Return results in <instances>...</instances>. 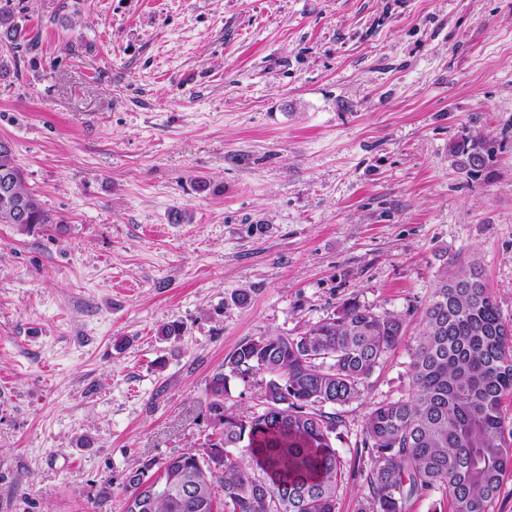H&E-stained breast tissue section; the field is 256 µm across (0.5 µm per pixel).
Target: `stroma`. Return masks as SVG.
<instances>
[{"label":"stroma","mask_w":512,"mask_h":512,"mask_svg":"<svg viewBox=\"0 0 512 512\" xmlns=\"http://www.w3.org/2000/svg\"><path fill=\"white\" fill-rule=\"evenodd\" d=\"M11 7L38 44L0 46V139L53 221L0 224V512H124L134 466L210 434L227 355L349 299L405 320L339 409L356 512L447 263L512 323V0ZM451 154L457 158V164L466 174L479 173L488 165L495 154V146L485 139L467 140L454 144Z\"/></svg>","instance_id":"1"}]
</instances>
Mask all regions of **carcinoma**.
I'll return each instance as SVG.
<instances>
[{"label": "carcinoma", "mask_w": 512, "mask_h": 512, "mask_svg": "<svg viewBox=\"0 0 512 512\" xmlns=\"http://www.w3.org/2000/svg\"><path fill=\"white\" fill-rule=\"evenodd\" d=\"M28 31L0 6V41L15 48ZM460 169L478 173L495 154L484 139L450 148ZM0 170L17 177L16 211L0 194V224L30 231L52 220L29 191L14 150L0 144ZM404 320L354 299L297 336H260L240 344L209 379L212 432L205 452L169 457L127 477L125 512H336L341 460L333 412L360 398ZM413 392L379 403L364 427L373 466L359 512H408L440 491L448 512H491L512 473V429L502 403L512 397V325L506 324L474 264L440 276L422 316L410 364ZM260 375L253 408L226 406L230 378Z\"/></svg>", "instance_id": "obj_1"}]
</instances>
